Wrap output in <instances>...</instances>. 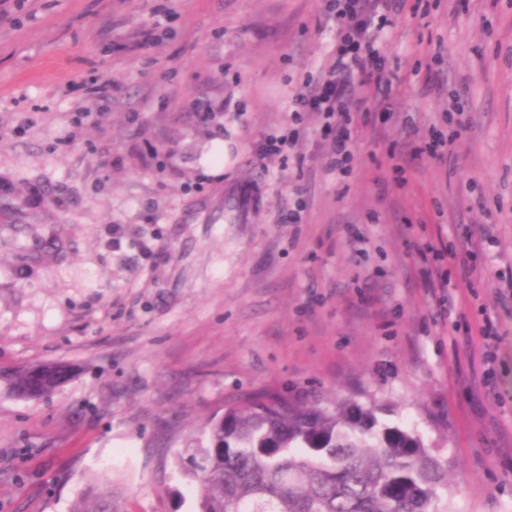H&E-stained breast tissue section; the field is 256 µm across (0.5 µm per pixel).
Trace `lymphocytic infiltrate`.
Listing matches in <instances>:
<instances>
[{"label":"lymphocytic infiltrate","mask_w":512,"mask_h":512,"mask_svg":"<svg viewBox=\"0 0 512 512\" xmlns=\"http://www.w3.org/2000/svg\"><path fill=\"white\" fill-rule=\"evenodd\" d=\"M406 0H325L317 23L335 30L336 51L318 78L308 79L293 96L294 121L303 113L319 112L332 140L326 166L342 175L352 171L353 123L349 88L360 86L389 94L397 78L385 66L376 45V34L385 23L402 13Z\"/></svg>","instance_id":"obj_1"}]
</instances>
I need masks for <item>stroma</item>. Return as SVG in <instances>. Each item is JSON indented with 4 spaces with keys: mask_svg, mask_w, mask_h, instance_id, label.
Instances as JSON below:
<instances>
[{
    "mask_svg": "<svg viewBox=\"0 0 512 512\" xmlns=\"http://www.w3.org/2000/svg\"><path fill=\"white\" fill-rule=\"evenodd\" d=\"M322 6L31 0L0 24V192L41 218L0 225V367L73 370L38 401L0 389V512H72L106 478L124 512H195L174 454L271 384L396 404L446 440L451 512H512V0H408L380 34L401 96H361L347 176L325 165L322 115L290 123L336 47ZM149 29L147 53L120 51ZM106 80L108 119L74 125ZM455 94L470 124L451 158L396 176L389 150L447 137ZM202 98L216 123H196ZM290 128L294 149L258 158ZM468 251L456 305L498 319L491 387L441 302L447 254Z\"/></svg>",
    "mask_w": 512,
    "mask_h": 512,
    "instance_id": "1",
    "label": "stroma"
}]
</instances>
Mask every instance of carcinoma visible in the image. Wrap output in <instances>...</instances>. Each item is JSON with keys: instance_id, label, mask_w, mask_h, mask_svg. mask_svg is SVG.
<instances>
[{"instance_id": "cac0c4a2", "label": "carcinoma", "mask_w": 512, "mask_h": 512, "mask_svg": "<svg viewBox=\"0 0 512 512\" xmlns=\"http://www.w3.org/2000/svg\"><path fill=\"white\" fill-rule=\"evenodd\" d=\"M16 200L0 196V223ZM71 377L62 362L0 368L11 396L43 399ZM396 409L366 393L328 400L317 391L266 387L224 402L175 465L198 492L197 512H448V461ZM73 512H120L112 485Z\"/></svg>"}]
</instances>
